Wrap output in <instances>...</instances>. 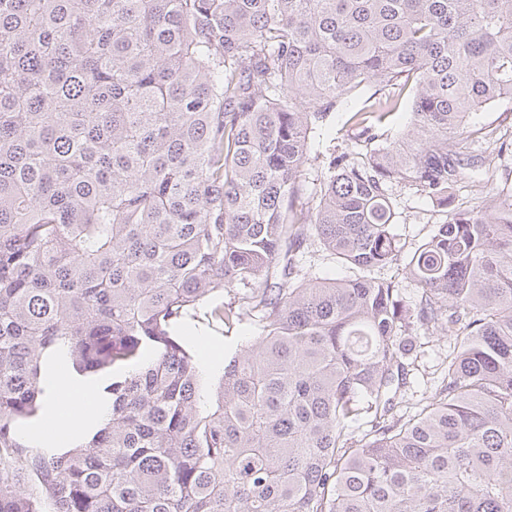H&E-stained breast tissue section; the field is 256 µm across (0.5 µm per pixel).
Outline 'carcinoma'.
Masks as SVG:
<instances>
[{
  "label": "carcinoma",
  "mask_w": 512,
  "mask_h": 512,
  "mask_svg": "<svg viewBox=\"0 0 512 512\" xmlns=\"http://www.w3.org/2000/svg\"><path fill=\"white\" fill-rule=\"evenodd\" d=\"M501 99L512 0H0V512H512V189L392 232L393 187L448 205ZM200 316L260 327L212 403L175 338ZM429 328L440 389L399 415ZM58 374L102 414L66 448L25 427ZM371 94L370 91L365 92L364 94H361L357 98H349L347 102L342 106L339 107L335 113L332 114V118L330 119V122L322 127L321 130L316 133L315 137L312 140V156L319 153V161L314 162L315 165L309 167V170L307 171L309 175L307 177H310L313 179L316 178L317 174V167L320 162L324 158L325 161V155H328L329 152L332 151L333 147L336 146L337 148H340L344 145V141L346 137V130L348 127L344 126V123L346 122L348 118V113L346 112H355L358 109L362 108L364 105V101L366 98ZM320 134V135H318ZM330 149V150H329Z\"/></svg>",
  "instance_id": "cac0c4a2"
}]
</instances>
